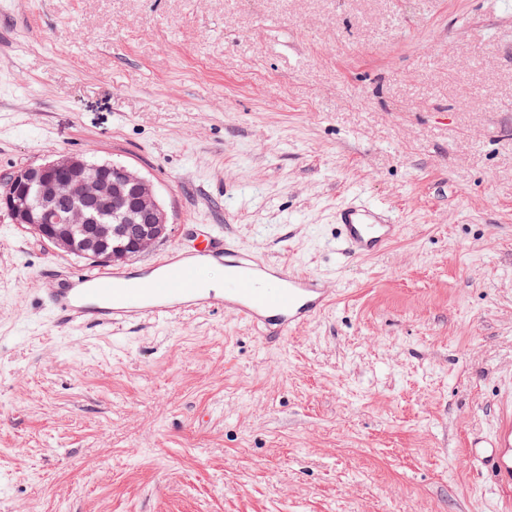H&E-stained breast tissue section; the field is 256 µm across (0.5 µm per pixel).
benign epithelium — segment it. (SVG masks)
I'll list each match as a JSON object with an SVG mask.
<instances>
[{
	"instance_id": "1",
	"label": "benign epithelium",
	"mask_w": 512,
	"mask_h": 512,
	"mask_svg": "<svg viewBox=\"0 0 512 512\" xmlns=\"http://www.w3.org/2000/svg\"><path fill=\"white\" fill-rule=\"evenodd\" d=\"M2 211L60 250L101 264L151 249L169 224L154 184L139 171L74 154L1 176ZM114 237L127 239V249H108Z\"/></svg>"
}]
</instances>
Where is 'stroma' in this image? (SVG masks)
<instances>
[{
	"mask_svg": "<svg viewBox=\"0 0 512 512\" xmlns=\"http://www.w3.org/2000/svg\"><path fill=\"white\" fill-rule=\"evenodd\" d=\"M60 153L155 182L125 271L214 231L332 301L63 326L40 272L89 260L1 216L0 512H512L468 453L512 418V0H0V175ZM336 247L348 257L380 253L394 238L396 224L370 203L349 204L338 213Z\"/></svg>",
	"mask_w": 512,
	"mask_h": 512,
	"instance_id": "35a3bbf8",
	"label": "stroma"
}]
</instances>
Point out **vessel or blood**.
<instances>
[{
  "instance_id": "1",
  "label": "vessel or blood",
  "mask_w": 512,
  "mask_h": 512,
  "mask_svg": "<svg viewBox=\"0 0 512 512\" xmlns=\"http://www.w3.org/2000/svg\"><path fill=\"white\" fill-rule=\"evenodd\" d=\"M395 226L381 208L370 203L351 204L338 214L336 246L342 254L380 253L394 238ZM224 267V287L207 288L205 268ZM43 297L63 324L110 326L133 319L156 320L185 308L228 311L266 335L285 337L321 314L328 305L320 278L279 265L259 263L226 238L209 237L192 252L173 251L141 277L123 271L91 267L55 285L45 278ZM512 423L500 426L486 444L476 446L474 457L490 472L503 494L512 493Z\"/></svg>"
}]
</instances>
